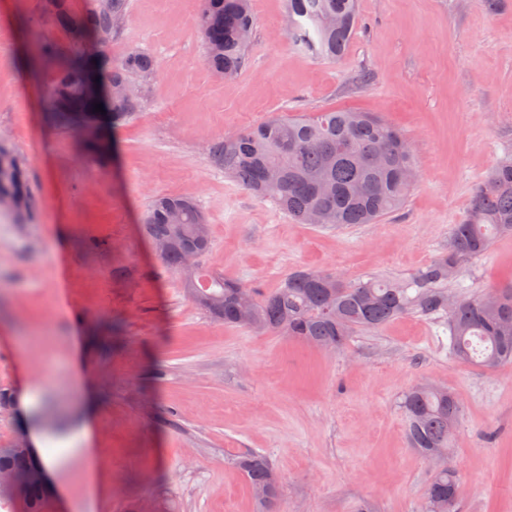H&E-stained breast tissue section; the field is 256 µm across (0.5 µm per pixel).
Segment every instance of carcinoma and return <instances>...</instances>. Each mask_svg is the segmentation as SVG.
Here are the masks:
<instances>
[{
    "mask_svg": "<svg viewBox=\"0 0 512 512\" xmlns=\"http://www.w3.org/2000/svg\"><path fill=\"white\" fill-rule=\"evenodd\" d=\"M252 0H201L197 27L204 62L224 77L244 65L256 18ZM50 25L28 32V65L42 81L45 111L54 122L85 138L93 153L109 144L103 128L141 111L140 85L155 76L154 58L131 51L105 67L108 38L127 14L129 0H46ZM290 42L314 56L339 60L359 26V0H288ZM72 31L58 46L54 29ZM103 104L105 113L94 111ZM208 153L250 194L271 201L301 224H374L400 209L416 168L407 140L369 112L331 110L308 117H271L207 145ZM33 199L21 161L0 149V193ZM163 264L182 276L187 296L226 325L280 333L318 349H341L358 330H375L409 313L448 315L451 354L459 362L494 369L512 362V283L479 296L448 302V280L468 260L486 253L495 235L512 233V160L503 162L475 191L468 217L453 225L448 254L406 279L344 282L322 271L290 273L269 294L210 273L196 264L211 247L207 220L197 202L159 196L144 224ZM408 439L437 470L424 495V512H455L460 478L446 454L462 403L448 389L428 382L402 401ZM257 512H277L279 479L265 456L239 457ZM28 468L21 448H0V473ZM44 482L33 477L24 490L27 512H40Z\"/></svg>",
    "mask_w": 512,
    "mask_h": 512,
    "instance_id": "carcinoma-1",
    "label": "carcinoma"
}]
</instances>
